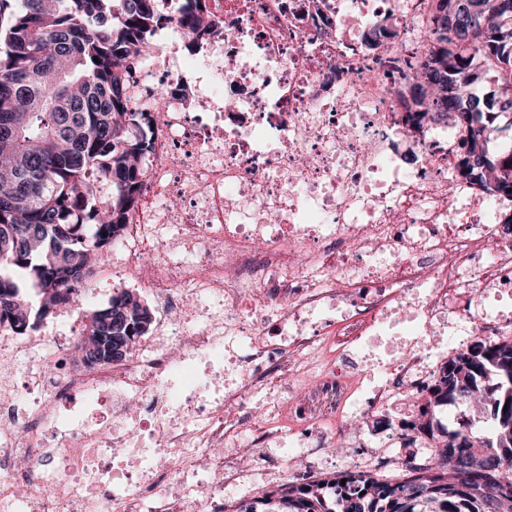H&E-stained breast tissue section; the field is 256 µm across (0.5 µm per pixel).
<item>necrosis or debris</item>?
<instances>
[{
    "label": "necrosis or debris",
    "mask_w": 512,
    "mask_h": 512,
    "mask_svg": "<svg viewBox=\"0 0 512 512\" xmlns=\"http://www.w3.org/2000/svg\"><path fill=\"white\" fill-rule=\"evenodd\" d=\"M200 56L160 24L129 69L150 162L109 270L153 301V335L105 364L83 334L0 330V512H211L287 479L346 425L412 415L446 360L512 337L503 199L457 174L465 129H412L396 97L426 0H205ZM396 20L380 54L362 20ZM288 444L284 468L243 463Z\"/></svg>",
    "instance_id": "obj_1"
}]
</instances>
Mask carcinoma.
I'll return each instance as SVG.
<instances>
[{
    "instance_id": "obj_1",
    "label": "carcinoma",
    "mask_w": 512,
    "mask_h": 512,
    "mask_svg": "<svg viewBox=\"0 0 512 512\" xmlns=\"http://www.w3.org/2000/svg\"><path fill=\"white\" fill-rule=\"evenodd\" d=\"M428 41L406 76V121L418 129L454 120L468 127L460 175L512 198V151L494 147L499 118L512 114V0H428ZM189 0L168 21L196 53L211 24ZM162 21L156 0H0V329L11 300L40 308L47 289L76 300L81 277L104 262L142 189L149 155L148 112L127 109L122 66L149 48ZM393 33L380 22L362 44ZM113 343L131 347L152 323L150 308L127 291L110 300ZM485 394L488 433L462 420L438 457L412 453L390 480L345 471L324 482L291 481L239 512H512V339L451 358L427 387L419 421L432 431L440 408Z\"/></svg>"
}]
</instances>
